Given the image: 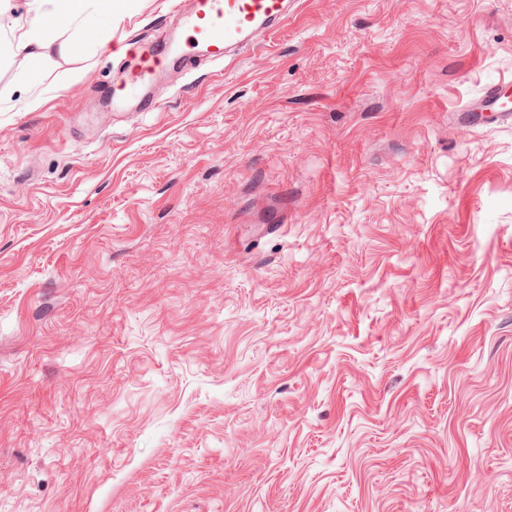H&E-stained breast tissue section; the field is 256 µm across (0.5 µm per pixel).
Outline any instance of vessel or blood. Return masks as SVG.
Instances as JSON below:
<instances>
[{
    "label": "vessel or blood",
    "mask_w": 512,
    "mask_h": 512,
    "mask_svg": "<svg viewBox=\"0 0 512 512\" xmlns=\"http://www.w3.org/2000/svg\"><path fill=\"white\" fill-rule=\"evenodd\" d=\"M184 21V40L179 47L160 43L144 51L138 64L112 88L113 103L139 99L143 90L171 66L196 56L221 63L230 51L248 44L259 31L273 32L288 19V0H191ZM512 114V98L501 85L487 87L467 113L469 123L482 113Z\"/></svg>",
    "instance_id": "vessel-or-blood-1"
}]
</instances>
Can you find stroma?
<instances>
[{
    "label": "stroma",
    "mask_w": 512,
    "mask_h": 512,
    "mask_svg": "<svg viewBox=\"0 0 512 512\" xmlns=\"http://www.w3.org/2000/svg\"><path fill=\"white\" fill-rule=\"evenodd\" d=\"M173 4L0 59V512H512V0H293L113 107ZM503 88L501 83L487 87L477 103L464 111L468 112V123L473 124L481 119L477 112H489L491 115L499 113L501 116L507 117L512 112V107H510L508 95L501 91Z\"/></svg>",
    "instance_id": "1"
}]
</instances>
